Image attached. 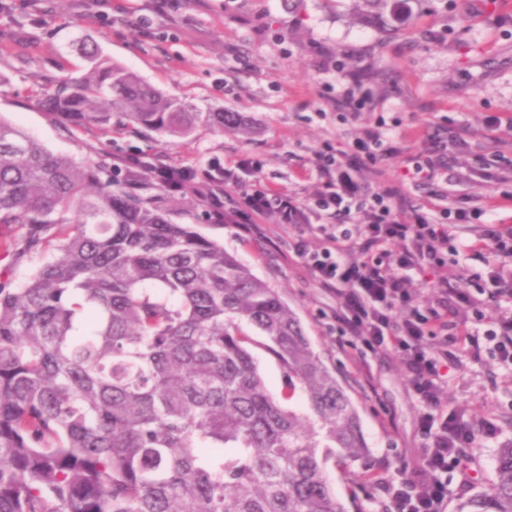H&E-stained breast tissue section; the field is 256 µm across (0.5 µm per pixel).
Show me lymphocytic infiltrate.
Wrapping results in <instances>:
<instances>
[{
  "label": "lymphocytic infiltrate",
  "instance_id": "obj_1",
  "mask_svg": "<svg viewBox=\"0 0 512 512\" xmlns=\"http://www.w3.org/2000/svg\"><path fill=\"white\" fill-rule=\"evenodd\" d=\"M381 125L361 128L351 149L316 153L324 175L315 200L297 201L270 187L242 193L238 214L249 220L274 215L280 224H306L323 218L324 243L311 251L295 241L293 251L317 282L336 295V321L342 335L365 348L401 353L405 373L426 410L419 428L424 469L418 479L387 478L380 490L390 512H445L449 469L460 466L473 431L456 417L437 413L439 393L455 353L480 359V339L493 342L500 359L512 365V315H490L486 306L512 303V225L481 224L478 214L453 201L445 207L411 205L393 187L366 186L364 174L384 156ZM359 214L358 224L342 217ZM486 252L477 279H459L455 258ZM422 276L437 289L435 303H424L412 289ZM460 304L474 307L473 326L460 327L457 350L435 348L431 338L448 329Z\"/></svg>",
  "mask_w": 512,
  "mask_h": 512
}]
</instances>
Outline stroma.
I'll use <instances>...</instances> for the list:
<instances>
[{"label": "stroma", "instance_id": "stroma-1", "mask_svg": "<svg viewBox=\"0 0 512 512\" xmlns=\"http://www.w3.org/2000/svg\"><path fill=\"white\" fill-rule=\"evenodd\" d=\"M355 0H0V118L48 150L78 162L124 168L147 152L166 165L201 171L218 165L233 179L208 184L189 201L151 184L143 197L173 223L191 224L223 244L297 313L313 348L343 382L359 411L369 448L364 459L330 470L344 512H384L377 488L390 475L421 470L424 411L392 351L359 357L336 323V299L320 287L291 250L318 231L272 217L236 223L243 191L280 188L306 199L322 188L317 151L347 149L359 129L385 120L387 153L371 184L401 189L417 205L440 194L464 196L482 210V223L512 224V177L489 180L483 162L512 161V0H421L415 21L389 35L360 18ZM103 57L162 93L202 111L247 116L251 131L199 126L186 139L125 129L104 138L92 125L66 131L41 104L44 89L85 64L81 39ZM353 89L366 110L350 117L344 92ZM499 125H491V118ZM443 161L438 177L402 183L416 163ZM0 234V272L26 280L47 258ZM474 360L448 366L441 411L472 428L476 440L467 474L448 473V512L482 494L495 476L496 454L512 441V367L482 342Z\"/></svg>", "mask_w": 512, "mask_h": 512}]
</instances>
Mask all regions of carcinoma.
<instances>
[{
    "instance_id": "1",
    "label": "carcinoma",
    "mask_w": 512,
    "mask_h": 512,
    "mask_svg": "<svg viewBox=\"0 0 512 512\" xmlns=\"http://www.w3.org/2000/svg\"><path fill=\"white\" fill-rule=\"evenodd\" d=\"M357 7L393 33L414 18L409 0ZM84 57L45 96L76 128L246 131L239 113L201 112L95 46ZM160 171L173 193L198 192L196 172L150 153L116 188L104 166L0 120V225L30 249L55 241L28 280L0 281V512H344L327 471L367 454L356 407L275 289L134 193ZM254 347L308 412L268 390ZM459 512H512V442Z\"/></svg>"
}]
</instances>
